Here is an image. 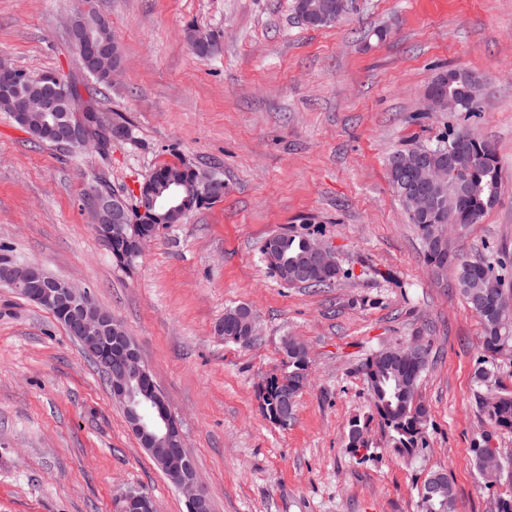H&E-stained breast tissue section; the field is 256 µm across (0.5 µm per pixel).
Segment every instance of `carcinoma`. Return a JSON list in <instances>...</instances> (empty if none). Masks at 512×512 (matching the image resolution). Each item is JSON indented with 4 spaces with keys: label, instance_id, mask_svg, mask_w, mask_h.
<instances>
[{
    "label": "carcinoma",
    "instance_id": "cac0c4a2",
    "mask_svg": "<svg viewBox=\"0 0 512 512\" xmlns=\"http://www.w3.org/2000/svg\"><path fill=\"white\" fill-rule=\"evenodd\" d=\"M295 11L301 22L310 27L329 26L345 13L343 0H295ZM16 75L26 81L21 91H33L42 95L57 86L61 75L48 72L31 77L17 69ZM425 95L435 99L434 111L441 112L440 99L458 98L463 106L464 118L479 115L482 108V81L465 68H450L435 76L426 88ZM466 127L450 129L436 136L425 146L426 167L447 168V178L429 187V209L425 217L413 215L409 219L416 225L424 248L426 261L440 269L448 268L444 256L450 252V243L443 238L448 224H475L495 202L503 187L502 167L494 146L476 137H466ZM395 152L388 160L391 185L398 196H403L409 176L400 166ZM193 168L182 164H163L156 167L147 180L157 188H163L168 176L175 175L192 183ZM167 225L165 211L155 216L139 214L136 204H131L124 227L125 239L112 242L110 253L116 264L119 255L128 251L141 237H155ZM307 238L301 235L279 232L267 237L260 253L267 267L280 279L290 284L300 272L305 278L300 283L310 287L325 285L341 273L323 276L307 268ZM455 278L470 307L482 324L483 366L476 373L479 386L486 387V394L479 397V410L486 416L488 429L474 440L471 452L473 466L483 475L485 484L493 486L502 481H512V468L505 470L486 467L485 450L491 440L502 432H512V392L506 390L498 378L495 356L512 353V333L499 329L495 312L505 296L512 297V274L508 272L503 252L488 249L485 253L463 260L454 268ZM253 313L247 305H239L224 312L218 330L224 339L245 343L236 314ZM283 352L288 360V371L270 378L263 388L261 411L271 422L281 419L282 400L285 394L300 395L308 379V362L304 346L293 337L283 341ZM428 349L420 346L406 360H398L387 347L369 355L360 365V373L366 384L372 415L388 429L392 450L414 458L427 447L428 407L418 398V386L427 366ZM370 418H355L348 424L346 447L353 457L364 460L371 456L370 441L366 436ZM428 478L436 479L433 498H428V488L420 497V512H457L456 496L452 485L442 471L432 470Z\"/></svg>",
    "mask_w": 512,
    "mask_h": 512
}]
</instances>
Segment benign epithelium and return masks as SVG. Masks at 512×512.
<instances>
[{
	"label": "benign epithelium",
	"instance_id": "7a95c632",
	"mask_svg": "<svg viewBox=\"0 0 512 512\" xmlns=\"http://www.w3.org/2000/svg\"><path fill=\"white\" fill-rule=\"evenodd\" d=\"M108 27L109 24L104 17H90L81 12L70 22V41L76 52L87 54L93 74L106 73L109 78L114 79L121 71V59L110 50L105 37ZM60 105L74 110L72 94L63 83L58 84L54 97L39 99V106L45 114L55 111ZM92 124L93 116L83 108L81 115L69 119L62 128L53 130V133L57 134L61 145L68 149L82 151L92 148L99 151L103 138L90 135ZM194 186L199 195L204 197L217 186V180L211 173L197 170L194 175ZM405 203L408 209L420 213L427 209L428 198L422 191L415 189L406 193ZM82 211L92 224L95 235L110 241L112 236L123 231V223L127 218V201L118 193L113 195L90 184L83 191ZM308 261L309 267L313 269L336 268L335 252L317 238L310 241ZM43 281L44 273L39 263L0 267V285L22 288L29 298L57 310L66 320V330L81 343L85 351H98L105 334L121 332L109 311L87 300L86 289L65 278L58 279L54 288L44 287ZM108 377L112 399L129 409V427L143 443L145 450L171 473L185 499L187 512H207V491L184 473L183 464L191 463L192 458L184 445L179 424L171 414L166 401L161 398L156 400L162 411L163 424L162 429L156 433L147 429L144 415L132 407L134 387L143 389L150 380L149 369L141 360L134 344L126 342L113 347ZM150 500L152 497L146 492L125 490L116 497V512H131L145 506Z\"/></svg>",
	"mask_w": 512,
	"mask_h": 512
}]
</instances>
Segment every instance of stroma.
<instances>
[{
    "label": "stroma",
    "instance_id": "35a3bbf8",
    "mask_svg": "<svg viewBox=\"0 0 512 512\" xmlns=\"http://www.w3.org/2000/svg\"><path fill=\"white\" fill-rule=\"evenodd\" d=\"M118 36L123 70L93 96L131 137L108 158L35 141L0 112V248L85 287L136 343L180 424L212 512H419L428 471L447 474L459 512H493L508 485L486 486L470 448L486 429L476 404L482 326L454 276L429 266L391 188L388 156L468 122L489 141L505 187L479 223L450 239L473 256L512 255V0H346L336 24L311 28L294 0H95ZM79 0H0V61L31 76L83 74L67 23ZM218 44L200 57L185 32ZM461 67L484 82L483 111L419 114L427 84ZM185 162L224 195L161 230L127 268L81 210L94 178L129 195L155 167ZM336 252L320 288L275 277L260 256L276 232ZM245 304L259 339L216 330ZM308 351V382L282 428L260 392L286 371L284 337ZM429 346L418 397L428 447L394 453L379 421L374 456L346 448L369 417L360 364L378 349ZM159 512H186L128 427L102 373L53 314L0 287V512H114L127 489Z\"/></svg>",
    "mask_w": 512,
    "mask_h": 512
}]
</instances>
